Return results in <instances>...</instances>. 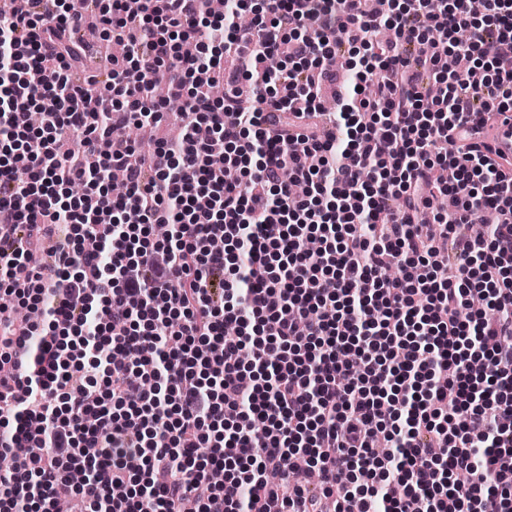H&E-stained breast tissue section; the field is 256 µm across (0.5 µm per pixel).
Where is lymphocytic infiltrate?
Listing matches in <instances>:
<instances>
[{
    "mask_svg": "<svg viewBox=\"0 0 512 512\" xmlns=\"http://www.w3.org/2000/svg\"><path fill=\"white\" fill-rule=\"evenodd\" d=\"M84 2L128 44L94 92L72 5L0 18V504L512 512V175L467 142L512 112V0H268L246 28L206 0ZM342 43L363 72L326 138L317 88ZM282 49L260 108L212 111L205 87ZM165 109L191 115L179 140L139 157L114 138ZM76 181L103 188L78 205ZM230 462L238 481L211 482ZM301 468L314 485H289Z\"/></svg>",
    "mask_w": 512,
    "mask_h": 512,
    "instance_id": "lymphocytic-infiltrate-1",
    "label": "lymphocytic infiltrate"
}]
</instances>
